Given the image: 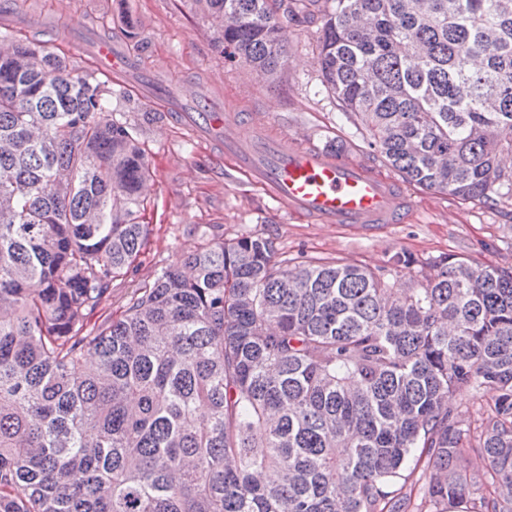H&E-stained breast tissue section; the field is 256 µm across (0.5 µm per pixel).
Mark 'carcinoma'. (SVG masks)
<instances>
[{"label":"carcinoma","instance_id":"carcinoma-1","mask_svg":"<svg viewBox=\"0 0 512 512\" xmlns=\"http://www.w3.org/2000/svg\"><path fill=\"white\" fill-rule=\"evenodd\" d=\"M224 57L322 85L401 177L512 195V0H195ZM110 88L0 55V512H512V269L444 254L393 292L262 236L211 240L89 326L151 235ZM487 390L474 431L452 398Z\"/></svg>","mask_w":512,"mask_h":512}]
</instances>
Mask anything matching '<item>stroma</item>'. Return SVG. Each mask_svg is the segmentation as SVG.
Segmentation results:
<instances>
[{"mask_svg": "<svg viewBox=\"0 0 512 512\" xmlns=\"http://www.w3.org/2000/svg\"><path fill=\"white\" fill-rule=\"evenodd\" d=\"M11 6L21 17L12 39L44 45L70 67L96 71L92 57L79 48L82 37L119 36L137 49L141 69L160 82L193 81L217 102H229L230 112L261 113L274 127L298 131L334 154L362 160L380 175L391 174L321 85L319 23L289 25L287 77L260 82L248 67L224 58L210 19L193 0H59L55 10L47 0H12ZM110 108L113 120L128 126L147 154L152 169L147 220L153 231L134 269L113 281L94 322L119 315L135 288L207 236L271 238L278 259L293 265L339 258L378 269L402 252L413 263L392 274L397 288L411 286L445 253L512 268V197L464 201L412 184L408 190L415 216L410 223L372 229L302 224L134 89L113 86Z\"/></svg>", "mask_w": 512, "mask_h": 512, "instance_id": "stroma-1", "label": "stroma"}]
</instances>
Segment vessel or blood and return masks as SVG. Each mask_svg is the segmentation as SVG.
Segmentation results:
<instances>
[{
  "mask_svg": "<svg viewBox=\"0 0 512 512\" xmlns=\"http://www.w3.org/2000/svg\"><path fill=\"white\" fill-rule=\"evenodd\" d=\"M97 69L121 82L131 55L115 41L99 42ZM178 115L193 135L222 151L233 169L262 188L296 219L318 224H404L414 214L400 183L373 173L356 159L340 158L287 128H270L263 115L239 119L199 106L194 86L179 89Z\"/></svg>",
  "mask_w": 512,
  "mask_h": 512,
  "instance_id": "obj_1",
  "label": "vessel or blood"
}]
</instances>
